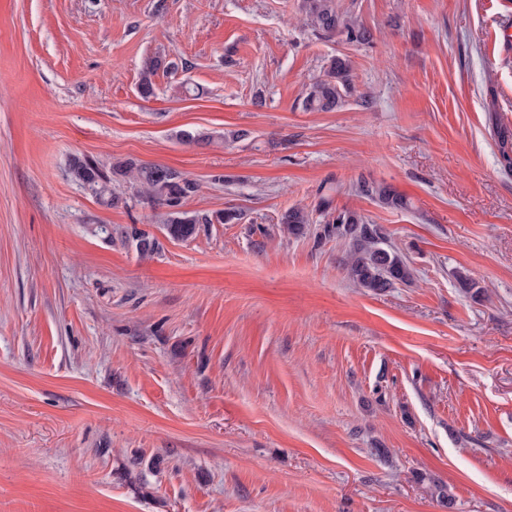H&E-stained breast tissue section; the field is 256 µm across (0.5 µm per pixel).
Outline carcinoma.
Listing matches in <instances>:
<instances>
[{"mask_svg":"<svg viewBox=\"0 0 512 512\" xmlns=\"http://www.w3.org/2000/svg\"><path fill=\"white\" fill-rule=\"evenodd\" d=\"M299 10L306 25L318 35H343L347 41L361 44L372 40L371 32L351 13L340 10L336 0H300ZM160 67L161 61L156 58L149 60L144 67L140 83L143 96L153 94L152 77ZM352 89L349 60L334 57L327 63L323 78L309 87L303 98V107L308 111H333L342 104L344 94ZM70 174L107 206L118 202V197L112 193L113 177L128 178L151 203L167 208L164 224L173 239L193 238L203 224H233L239 220V214L230 210L212 214L182 210L185 200L197 191V185L165 166L143 165L126 160L106 170L92 159L76 156L71 160ZM353 187L360 193L376 196L380 203L388 207L404 206L403 199L385 186L374 187L360 180ZM311 223L313 219L310 211L302 207L289 208L281 218L283 231L293 236L304 234ZM324 232L348 241L345 269L348 278L357 287L379 294L396 283L410 282L412 273L409 266L398 251L387 244L378 225L366 223L363 217L354 212L342 211L327 223ZM124 234L126 239L135 242L142 256L150 257L160 250V244L155 238L135 227L124 231Z\"/></svg>","mask_w":512,"mask_h":512,"instance_id":"obj_1","label":"carcinoma"}]
</instances>
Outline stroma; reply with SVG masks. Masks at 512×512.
Listing matches in <instances>:
<instances>
[{
	"label": "stroma",
	"instance_id": "stroma-1",
	"mask_svg": "<svg viewBox=\"0 0 512 512\" xmlns=\"http://www.w3.org/2000/svg\"><path fill=\"white\" fill-rule=\"evenodd\" d=\"M337 2L371 43L299 0H0V512H512V0ZM334 56L351 95L304 110ZM76 155L240 219L170 239ZM323 186L410 284L356 287L322 216L283 233ZM299 10L308 27L318 35H344L352 43H369L371 32L350 13L341 11L336 0H300ZM69 170L74 180L91 190L106 206L118 202V197L112 193L113 177L128 178L151 203L168 209L164 224L173 239L188 240L195 237L201 224H233L240 219L237 212L230 210L212 214L182 210L185 200L197 191V185L165 166L143 165L126 160L114 164L107 171L92 159L75 156ZM356 191L365 193L366 195H375L380 203L388 207H403L405 205L403 199L395 192L385 186H370L365 181H357L353 184ZM280 224L288 235L299 236L305 233L309 224H313V219L306 208L291 207L282 215ZM125 239L128 241L135 242L136 249L141 256H153L160 250L159 242L154 238L150 237L147 233L140 231L135 226L124 231Z\"/></svg>",
	"mask_w": 512,
	"mask_h": 512
}]
</instances>
